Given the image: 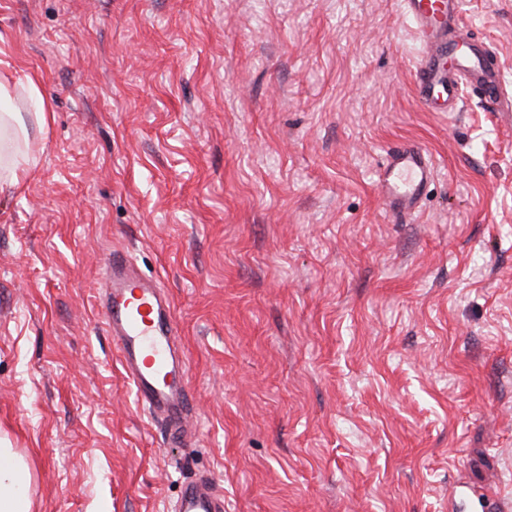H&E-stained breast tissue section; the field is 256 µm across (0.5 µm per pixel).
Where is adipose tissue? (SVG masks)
Returning a JSON list of instances; mask_svg holds the SVG:
<instances>
[{
  "instance_id": "adipose-tissue-1",
  "label": "adipose tissue",
  "mask_w": 512,
  "mask_h": 512,
  "mask_svg": "<svg viewBox=\"0 0 512 512\" xmlns=\"http://www.w3.org/2000/svg\"><path fill=\"white\" fill-rule=\"evenodd\" d=\"M21 110L0 113V190L21 189L33 165ZM31 474L13 449L0 448V512H30Z\"/></svg>"
}]
</instances>
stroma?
<instances>
[{
  "label": "stroma",
  "mask_w": 512,
  "mask_h": 512,
  "mask_svg": "<svg viewBox=\"0 0 512 512\" xmlns=\"http://www.w3.org/2000/svg\"><path fill=\"white\" fill-rule=\"evenodd\" d=\"M512 98V0H461ZM52 107L0 192V439L32 512H495L512 501V122L416 102L401 0H0ZM412 142L413 216L379 194ZM170 298L192 445L98 313L112 251ZM433 177V161L423 148L415 143L397 147L389 156L379 183L388 211L394 215L415 212ZM176 512H224V496L209 477L186 483L177 500Z\"/></svg>",
  "instance_id": "obj_1"
}]
</instances>
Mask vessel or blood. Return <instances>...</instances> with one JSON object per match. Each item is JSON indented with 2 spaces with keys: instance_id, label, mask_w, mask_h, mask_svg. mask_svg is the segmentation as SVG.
I'll use <instances>...</instances> for the list:
<instances>
[{
  "instance_id": "obj_1",
  "label": "vessel or blood",
  "mask_w": 512,
  "mask_h": 512,
  "mask_svg": "<svg viewBox=\"0 0 512 512\" xmlns=\"http://www.w3.org/2000/svg\"><path fill=\"white\" fill-rule=\"evenodd\" d=\"M422 51L414 68L420 104L431 112H452L464 88L478 89L487 104L499 100L500 72L488 66L487 51L457 30L461 0H403ZM434 176L429 154L414 143L390 155L379 189L388 211L415 212ZM102 320L116 344L120 365L138 405L164 423L174 440L189 431L190 380L178 347V327L169 299L123 255L104 263ZM176 512H224V497L211 478L186 483Z\"/></svg>"
}]
</instances>
